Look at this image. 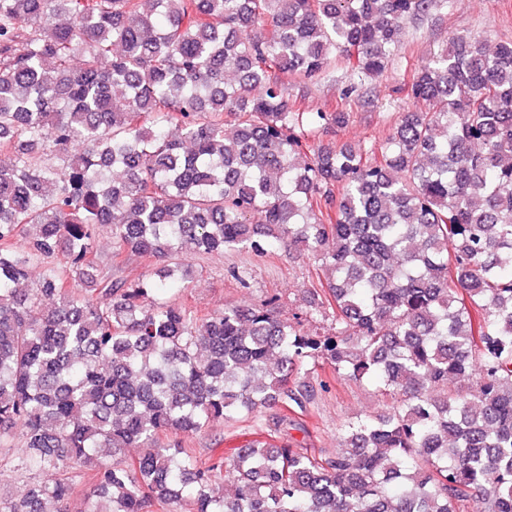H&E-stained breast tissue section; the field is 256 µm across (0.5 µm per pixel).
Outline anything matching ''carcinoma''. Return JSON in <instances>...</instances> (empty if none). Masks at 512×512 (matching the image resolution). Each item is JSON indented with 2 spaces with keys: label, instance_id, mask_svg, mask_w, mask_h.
I'll return each instance as SVG.
<instances>
[{
  "label": "carcinoma",
  "instance_id": "1",
  "mask_svg": "<svg viewBox=\"0 0 512 512\" xmlns=\"http://www.w3.org/2000/svg\"><path fill=\"white\" fill-rule=\"evenodd\" d=\"M448 4L0 0V445L54 475L0 512H68L79 480L85 512H512V42L439 47L378 148L316 139ZM339 62L357 82L302 109L283 77ZM275 245L312 261L304 311L162 299L187 256ZM322 365L390 398L336 448L185 447L313 413ZM276 416L277 411L270 409L265 410L256 422L227 423L224 419H217L206 432L194 436L189 446L203 458L209 456L213 448H218L217 452L223 451L226 456L230 455L233 448L256 436L254 433L266 432L273 426Z\"/></svg>",
  "mask_w": 512,
  "mask_h": 512
}]
</instances>
